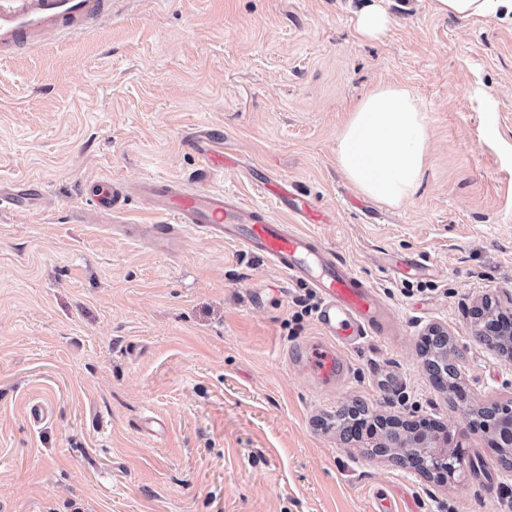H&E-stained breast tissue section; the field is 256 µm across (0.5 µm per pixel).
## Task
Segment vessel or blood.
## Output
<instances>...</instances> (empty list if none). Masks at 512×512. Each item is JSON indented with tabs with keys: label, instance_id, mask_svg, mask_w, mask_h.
Segmentation results:
<instances>
[{
	"label": "vessel or blood",
	"instance_id": "b4317fda",
	"mask_svg": "<svg viewBox=\"0 0 512 512\" xmlns=\"http://www.w3.org/2000/svg\"><path fill=\"white\" fill-rule=\"evenodd\" d=\"M109 0H11L0 4V55L10 56L35 35L61 31L75 34L85 24L99 18ZM219 131L200 129L185 139L200 158V185L189 187L173 179L156 178L140 182L139 190L150 209L172 216L169 224H122L126 238L147 234L156 244L176 247L184 228L234 243L243 251L269 261L282 271L288 282L309 285L319 295L316 308L321 339L298 344L292 361L307 374L312 384L329 386L348 380V351L371 338L391 335L388 309L375 286L367 283L335 252L309 234L277 223L269 209L247 205L230 193L204 188L214 172L234 168L228 156L212 154L210 146L220 139ZM265 192L279 208L300 219L312 211L287 181H263ZM32 184L0 188V211L24 208L40 195ZM95 210L112 215L120 210V191L109 182H95L90 188Z\"/></svg>",
	"mask_w": 512,
	"mask_h": 512
}]
</instances>
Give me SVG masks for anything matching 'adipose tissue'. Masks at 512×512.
Instances as JSON below:
<instances>
[{"label":"adipose tissue","mask_w":512,"mask_h":512,"mask_svg":"<svg viewBox=\"0 0 512 512\" xmlns=\"http://www.w3.org/2000/svg\"><path fill=\"white\" fill-rule=\"evenodd\" d=\"M436 13L461 20L512 15V0H433ZM429 134L412 93L396 85L368 91L336 144V159L364 195L400 205L411 199L423 174Z\"/></svg>","instance_id":"1"}]
</instances>
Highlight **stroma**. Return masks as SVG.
Segmentation results:
<instances>
[{
    "instance_id": "obj_1",
    "label": "stroma",
    "mask_w": 512,
    "mask_h": 512,
    "mask_svg": "<svg viewBox=\"0 0 512 512\" xmlns=\"http://www.w3.org/2000/svg\"><path fill=\"white\" fill-rule=\"evenodd\" d=\"M368 0H112L78 34L0 60V184L44 192L0 216V512H512V468L474 408L512 402V358L475 338L484 300L512 311V21L442 17L383 0L387 29L356 30ZM407 88L429 151L412 198L362 197L336 142L362 96ZM288 179L316 236L386 300L396 333L351 352V379L317 390L287 358L319 336L294 320L304 286L238 245L184 229L173 253L95 222L89 185L121 189L123 217L156 224L136 185L196 183L194 128ZM419 256L432 277L384 257ZM438 329L462 353L465 402L418 350ZM370 413L456 429L445 482L371 456L323 421ZM41 405L40 420L30 415Z\"/></svg>"
}]
</instances>
